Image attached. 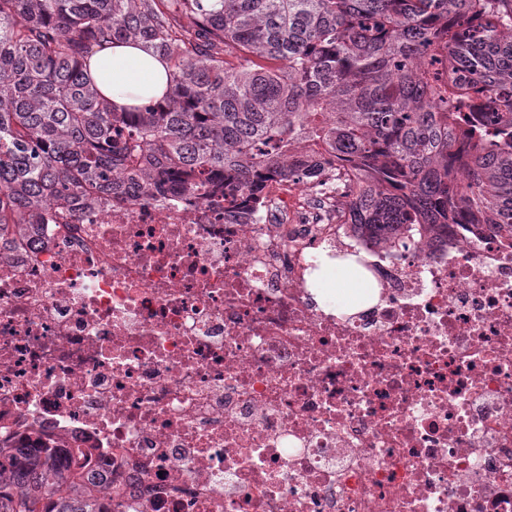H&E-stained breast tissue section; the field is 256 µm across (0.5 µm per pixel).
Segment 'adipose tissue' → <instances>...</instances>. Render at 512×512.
I'll return each mask as SVG.
<instances>
[{"label":"adipose tissue","mask_w":512,"mask_h":512,"mask_svg":"<svg viewBox=\"0 0 512 512\" xmlns=\"http://www.w3.org/2000/svg\"><path fill=\"white\" fill-rule=\"evenodd\" d=\"M88 64L98 91L118 106H134L146 98H161L165 90L163 65L137 46L113 45L94 54Z\"/></svg>","instance_id":"1"}]
</instances>
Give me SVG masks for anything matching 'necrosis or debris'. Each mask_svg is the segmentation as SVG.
Returning a JSON list of instances; mask_svg holds the SVG:
<instances>
[{
  "instance_id": "1",
  "label": "necrosis or debris",
  "mask_w": 512,
  "mask_h": 512,
  "mask_svg": "<svg viewBox=\"0 0 512 512\" xmlns=\"http://www.w3.org/2000/svg\"><path fill=\"white\" fill-rule=\"evenodd\" d=\"M348 214L274 180L0 235V442L107 462L123 512H512V234Z\"/></svg>"
}]
</instances>
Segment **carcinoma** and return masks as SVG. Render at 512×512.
I'll list each match as a JSON object with an SVG mask.
<instances>
[{"label": "carcinoma", "mask_w": 512, "mask_h": 512, "mask_svg": "<svg viewBox=\"0 0 512 512\" xmlns=\"http://www.w3.org/2000/svg\"><path fill=\"white\" fill-rule=\"evenodd\" d=\"M117 43L161 99L118 107L87 73ZM336 159L351 223L512 231V0H0V229L124 187L259 209L273 179ZM0 446V512H116L111 474ZM63 482L83 483L54 496Z\"/></svg>", "instance_id": "carcinoma-1"}]
</instances>
